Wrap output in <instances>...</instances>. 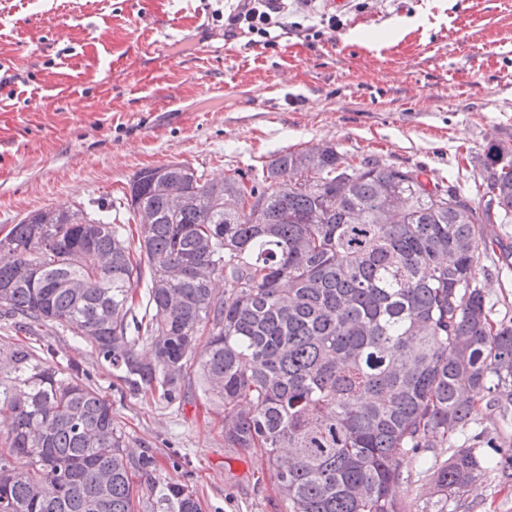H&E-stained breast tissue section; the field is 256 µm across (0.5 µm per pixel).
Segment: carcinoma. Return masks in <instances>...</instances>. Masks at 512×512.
I'll return each mask as SVG.
<instances>
[{
    "mask_svg": "<svg viewBox=\"0 0 512 512\" xmlns=\"http://www.w3.org/2000/svg\"><path fill=\"white\" fill-rule=\"evenodd\" d=\"M474 163L480 210L454 185L434 188L455 206L424 190L422 166L353 164L330 142L276 153L257 179L144 167L124 194L135 246L76 206L0 237V317L68 329L133 397L179 408L197 385L223 408L224 447L266 455L286 512H405L400 457L448 443L483 393L512 405V321L477 285L483 225L512 223V145ZM55 357L0 354V512H203L151 481L153 456L127 457L110 402ZM494 452L433 466L432 507L508 475L512 448Z\"/></svg>",
    "mask_w": 512,
    "mask_h": 512,
    "instance_id": "obj_1",
    "label": "carcinoma"
}]
</instances>
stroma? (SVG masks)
I'll return each instance as SVG.
<instances>
[{
    "label": "stroma",
    "mask_w": 512,
    "mask_h": 512,
    "mask_svg": "<svg viewBox=\"0 0 512 512\" xmlns=\"http://www.w3.org/2000/svg\"><path fill=\"white\" fill-rule=\"evenodd\" d=\"M224 0H0V228L46 207H109L128 223L123 194L143 167L186 162L209 177L260 175L281 150L334 143L347 159L421 165L473 194L471 163L486 142L512 143V0H320L303 28L272 47L225 40L211 13ZM336 14L318 39L304 27ZM64 25V40L54 29ZM110 32L96 38V28ZM493 320L512 319V266L481 256ZM60 363L106 395L129 438L152 455L154 479L187 484L204 512H284L265 456L224 445L222 413L199 391L182 411L122 391L90 344L59 326L33 328ZM484 433L512 445L497 409L436 449ZM408 512L431 497L419 457H402ZM447 512H512V476L450 498Z\"/></svg>",
    "instance_id": "35a3bbf8"
}]
</instances>
